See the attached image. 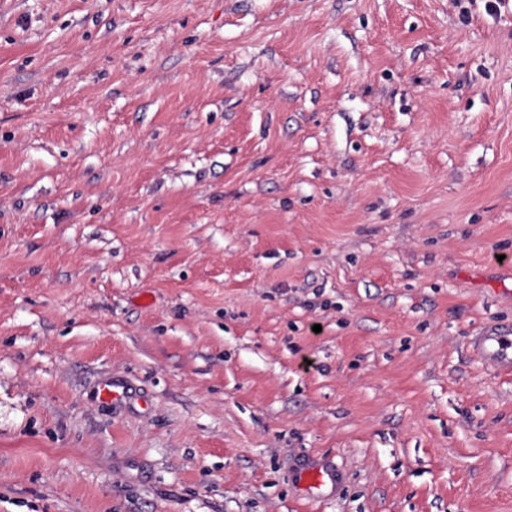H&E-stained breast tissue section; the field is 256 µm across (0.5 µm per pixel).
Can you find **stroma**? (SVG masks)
I'll return each mask as SVG.
<instances>
[{
	"mask_svg": "<svg viewBox=\"0 0 512 512\" xmlns=\"http://www.w3.org/2000/svg\"><path fill=\"white\" fill-rule=\"evenodd\" d=\"M487 6L0 0V512H512ZM470 343L483 362L495 370L512 371V325H488ZM337 478L336 465L332 463L305 468L300 474V481L314 498L322 496L329 485L332 487L337 483Z\"/></svg>",
	"mask_w": 512,
	"mask_h": 512,
	"instance_id": "obj_1",
	"label": "stroma"
}]
</instances>
